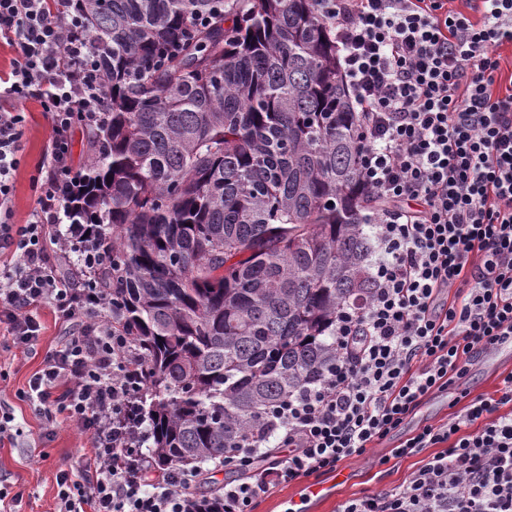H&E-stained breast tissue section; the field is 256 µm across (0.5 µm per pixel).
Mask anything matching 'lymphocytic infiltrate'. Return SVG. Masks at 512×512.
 Returning <instances> with one entry per match:
<instances>
[{
  "label": "lymphocytic infiltrate",
  "mask_w": 512,
  "mask_h": 512,
  "mask_svg": "<svg viewBox=\"0 0 512 512\" xmlns=\"http://www.w3.org/2000/svg\"><path fill=\"white\" fill-rule=\"evenodd\" d=\"M341 50L364 139L360 180L380 259L371 297L336 316V362L267 411L260 428L207 465L158 464L142 410L146 365L97 287L106 251L68 224L80 178L77 127L105 119L108 94L84 20L67 0H0V324L34 347L32 306L71 326L18 391L50 428L65 418L90 442L56 474V512H254L280 485L336 471L390 436L474 359L512 338V0H320ZM37 101L51 136L26 223H12L22 116ZM430 449L406 484L347 501L342 512H512V372L494 393L392 451ZM238 480L201 495L208 473Z\"/></svg>",
  "instance_id": "lymphocytic-infiltrate-1"
}]
</instances>
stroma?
I'll return each mask as SVG.
<instances>
[{
	"instance_id": "obj_1",
	"label": "stroma",
	"mask_w": 512,
	"mask_h": 512,
	"mask_svg": "<svg viewBox=\"0 0 512 512\" xmlns=\"http://www.w3.org/2000/svg\"><path fill=\"white\" fill-rule=\"evenodd\" d=\"M25 114L22 126L20 162L14 176L13 217L16 224L25 223L35 203L33 182L49 140V124L37 102L27 100L19 106ZM34 314L42 325L35 350L13 346L0 325V397L14 408L23 433L11 442L0 443V474L7 478L9 492L22 493L21 502L4 500L0 512H54L57 501L56 474L59 469L81 460L89 445L87 437L69 421L58 419L52 439H44V426L29 405L18 399L19 390L36 372L46 352L60 345L65 326L57 321L50 305L34 306ZM499 382L497 369L484 363L471 366L460 385L437 393L423 404L414 416L364 456L342 462L336 472L315 475V482L329 486L330 491L317 505L316 512H339L349 499L372 495L388 487L406 483L422 465L423 454L392 457L400 442L427 424L442 423L465 406L467 399L492 395Z\"/></svg>"
}]
</instances>
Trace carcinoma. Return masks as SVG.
<instances>
[{
  "label": "carcinoma",
  "instance_id": "1",
  "mask_svg": "<svg viewBox=\"0 0 512 512\" xmlns=\"http://www.w3.org/2000/svg\"><path fill=\"white\" fill-rule=\"evenodd\" d=\"M110 100L69 206L146 364L160 461L196 463L336 360L372 195L317 0H71Z\"/></svg>",
  "mask_w": 512,
  "mask_h": 512
}]
</instances>
